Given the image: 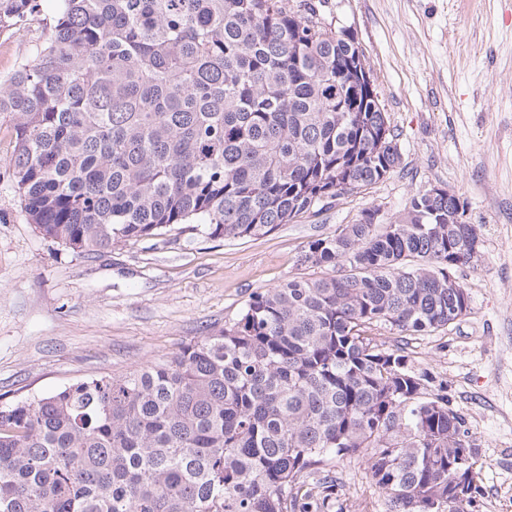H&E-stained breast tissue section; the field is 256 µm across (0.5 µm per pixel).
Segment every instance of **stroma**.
Listing matches in <instances>:
<instances>
[{
	"instance_id": "1",
	"label": "stroma",
	"mask_w": 512,
	"mask_h": 512,
	"mask_svg": "<svg viewBox=\"0 0 512 512\" xmlns=\"http://www.w3.org/2000/svg\"><path fill=\"white\" fill-rule=\"evenodd\" d=\"M326 28L363 50L401 163L317 215L244 239L171 231L83 256L29 224L9 176L11 123L0 119V404L169 358L233 322L256 291L301 276L308 241L366 208L383 222L441 186L469 203L481 256L461 267L470 310L410 340L415 366L448 387L478 450V512H512V0H314ZM56 0H40L22 55L0 51V77L33 60ZM344 484L327 512H387L365 456L334 459Z\"/></svg>"
}]
</instances>
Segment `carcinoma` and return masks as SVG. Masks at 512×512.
I'll list each match as a JSON object with an SVG mask.
<instances>
[{
    "mask_svg": "<svg viewBox=\"0 0 512 512\" xmlns=\"http://www.w3.org/2000/svg\"><path fill=\"white\" fill-rule=\"evenodd\" d=\"M37 0H0V32ZM366 58L289 0H61L0 79L29 223L77 254L192 225L247 238L401 163ZM413 195L313 239L321 275L134 372L0 405V512H325L337 457H367L389 512H474L478 450L448 387L372 332L427 336L469 311L478 225ZM44 23L42 21H33L25 24V36L29 40L28 46L20 56L15 55L8 49L0 51V77H4L14 71L21 63L31 61L36 55V51L45 38Z\"/></svg>",
    "mask_w": 512,
    "mask_h": 512,
    "instance_id": "cac0c4a2",
    "label": "carcinoma"
}]
</instances>
